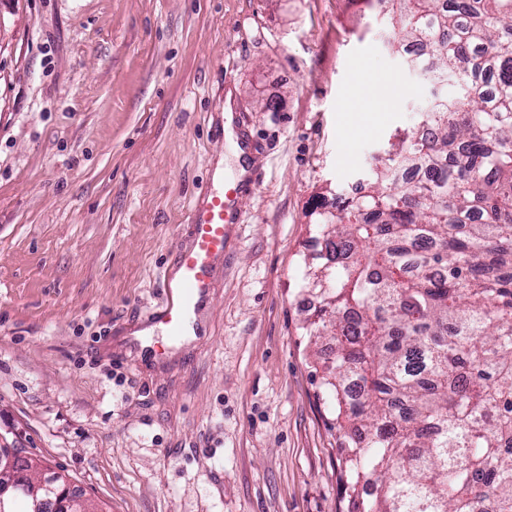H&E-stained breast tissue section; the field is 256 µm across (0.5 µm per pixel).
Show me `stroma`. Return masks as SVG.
Listing matches in <instances>:
<instances>
[{
    "instance_id": "35a3bbf8",
    "label": "stroma",
    "mask_w": 512,
    "mask_h": 512,
    "mask_svg": "<svg viewBox=\"0 0 512 512\" xmlns=\"http://www.w3.org/2000/svg\"><path fill=\"white\" fill-rule=\"evenodd\" d=\"M377 0H0V439L100 512H342L309 336L314 211L434 85ZM249 142L235 157L218 99ZM237 200L203 320L161 365L149 320L216 164Z\"/></svg>"
}]
</instances>
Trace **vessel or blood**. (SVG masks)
<instances>
[{"instance_id": "b4317fda", "label": "vessel or blood", "mask_w": 512, "mask_h": 512, "mask_svg": "<svg viewBox=\"0 0 512 512\" xmlns=\"http://www.w3.org/2000/svg\"><path fill=\"white\" fill-rule=\"evenodd\" d=\"M239 184L224 183L223 190L211 194L197 205L191 216V243L178 252V280H165L162 300L153 317L166 328V345L142 346L133 341V351L148 359H163L167 346L182 342L188 333L202 334L201 313L207 308L218 263L224 256V229L236 223Z\"/></svg>"}]
</instances>
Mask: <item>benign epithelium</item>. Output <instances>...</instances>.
I'll return each mask as SVG.
<instances>
[{
	"label": "benign epithelium",
	"mask_w": 512,
	"mask_h": 512,
	"mask_svg": "<svg viewBox=\"0 0 512 512\" xmlns=\"http://www.w3.org/2000/svg\"><path fill=\"white\" fill-rule=\"evenodd\" d=\"M14 449L5 443L0 444V512H12L17 496L25 494L31 498L33 512H39L42 504L52 498L60 501L63 512H92L89 499L82 495H70L61 499V486L69 485L68 478L60 473L39 465V477H19L11 462Z\"/></svg>",
	"instance_id": "benign-epithelium-1"
}]
</instances>
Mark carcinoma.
Listing matches in <instances>:
<instances>
[{
	"label": "carcinoma",
	"instance_id": "obj_1",
	"mask_svg": "<svg viewBox=\"0 0 512 512\" xmlns=\"http://www.w3.org/2000/svg\"><path fill=\"white\" fill-rule=\"evenodd\" d=\"M400 2L395 40L464 95L315 220L331 257L308 271L310 333L336 341L347 509L512 512V0Z\"/></svg>",
	"mask_w": 512,
	"mask_h": 512
}]
</instances>
